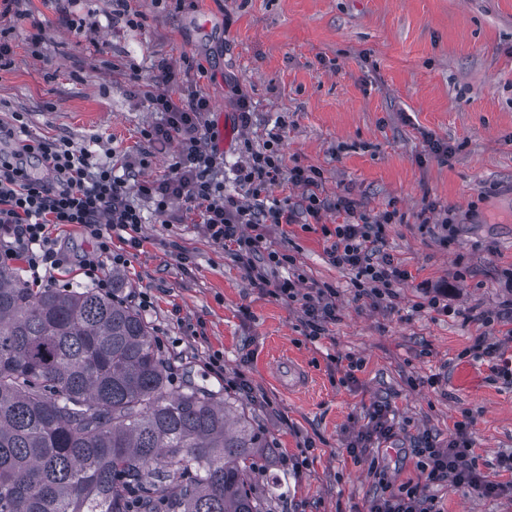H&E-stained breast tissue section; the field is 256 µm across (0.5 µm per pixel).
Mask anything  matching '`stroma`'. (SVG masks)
Masks as SVG:
<instances>
[{
	"label": "stroma",
	"mask_w": 512,
	"mask_h": 512,
	"mask_svg": "<svg viewBox=\"0 0 512 512\" xmlns=\"http://www.w3.org/2000/svg\"><path fill=\"white\" fill-rule=\"evenodd\" d=\"M138 27L112 0H17L0 14L13 64L0 70V120L25 116L26 140H111L109 163L141 152L146 179L164 178L173 147L151 145L143 128L159 113L135 93L128 62L149 81L165 59L176 69L202 64L187 84L232 124L224 150V190L245 196L234 170L246 147L283 129L286 166L317 168L323 194H345L375 215L394 206L386 249L414 279L396 307L359 300L353 275L329 264L307 216L278 245L314 279L332 284L339 308L326 336L309 340L299 305L253 286L246 272L202 231L199 210L164 223L141 202L143 244L119 267L120 296L147 297L142 316L176 359L174 386L223 393L230 416L246 414L269 453L255 480H286L268 512H368L378 476L391 487L422 484L438 512H512L511 496H487L450 483L426 484L413 445L430 433L445 442L454 421L470 417L479 467L490 479L512 453V383L468 355L484 329L482 312L508 298L499 271L512 264V0H131ZM41 34L32 47L33 34ZM253 107L236 126L234 100ZM452 149L443 160L424 134ZM456 235L441 245L427 223L444 216ZM452 285L451 315L415 311L418 284ZM297 359L309 387L288 392L276 359ZM220 358L223 370L211 368ZM362 369L345 377L348 359ZM438 386H429L431 377ZM249 390H231L235 378ZM391 404L393 438L370 445L366 459L347 452L374 401Z\"/></svg>",
	"instance_id": "1"
}]
</instances>
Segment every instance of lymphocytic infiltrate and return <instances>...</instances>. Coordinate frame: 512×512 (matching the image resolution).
I'll return each mask as SVG.
<instances>
[{
    "label": "lymphocytic infiltrate",
    "instance_id": "f902f5d3",
    "mask_svg": "<svg viewBox=\"0 0 512 512\" xmlns=\"http://www.w3.org/2000/svg\"><path fill=\"white\" fill-rule=\"evenodd\" d=\"M131 81L160 123L146 129L150 142L174 145L169 174L160 180L132 182L116 174L96 151L67 139L16 141L17 161L0 159V265L24 260L33 279L66 267L70 256L59 247L56 232L73 228L95 243L92 253L79 262L92 286L111 292L109 268L125 264L124 253L113 251V232L124 233L133 249L142 243L141 210L133 196L153 201L166 223L181 216L174 204L197 207L208 238L223 246L247 272L253 285L272 287L288 304H300L304 334L316 340L337 320L336 290L311 282L293 255L272 249V231H286L299 214L319 221L329 263L354 276L357 298L398 300V285L412 273L399 259L383 249L386 232L396 220V210L370 216L345 196L328 201L323 195L319 170L301 165L285 168L280 150L281 130H273L263 150L249 151L235 169L238 182L251 190L250 202L225 193L216 175L224 167V154L215 142L209 114L210 100L202 93L174 90L176 73L167 60L153 67L148 83H140L138 71ZM303 190L302 202L291 205L265 200L269 186L280 178ZM334 209L339 221L322 223V213ZM471 419L454 422L447 446L429 436L417 438L414 451L429 483L448 482L487 495L512 492L507 483L488 479L478 467L473 448ZM370 512H436L419 484L407 482L397 489L381 485L371 501Z\"/></svg>",
    "mask_w": 512,
    "mask_h": 512
}]
</instances>
